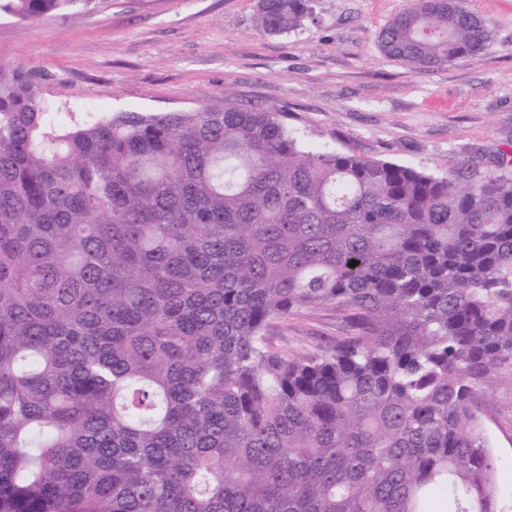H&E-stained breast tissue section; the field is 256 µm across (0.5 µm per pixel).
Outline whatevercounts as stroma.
<instances>
[{"label":"stroma","instance_id":"35a3bbf8","mask_svg":"<svg viewBox=\"0 0 512 512\" xmlns=\"http://www.w3.org/2000/svg\"><path fill=\"white\" fill-rule=\"evenodd\" d=\"M258 0H92L36 23L0 17V58L36 69L59 112H170L232 98L288 115L304 142L431 172L512 146V0H467L494 28L481 53L439 68L385 58L381 29L410 0H312L295 32L256 27ZM291 351L338 333L327 309L289 318ZM480 424L512 500V381L484 401Z\"/></svg>","mask_w":512,"mask_h":512}]
</instances>
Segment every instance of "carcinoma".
<instances>
[{
  "label": "carcinoma",
  "instance_id": "cac0c4a2",
  "mask_svg": "<svg viewBox=\"0 0 512 512\" xmlns=\"http://www.w3.org/2000/svg\"><path fill=\"white\" fill-rule=\"evenodd\" d=\"M310 13L258 0L257 28ZM492 38L414 0L378 42L434 68ZM310 308L341 334L290 352ZM507 374L511 152L430 173L227 95L62 119L0 62V512H508L478 417Z\"/></svg>",
  "mask_w": 512,
  "mask_h": 512
}]
</instances>
